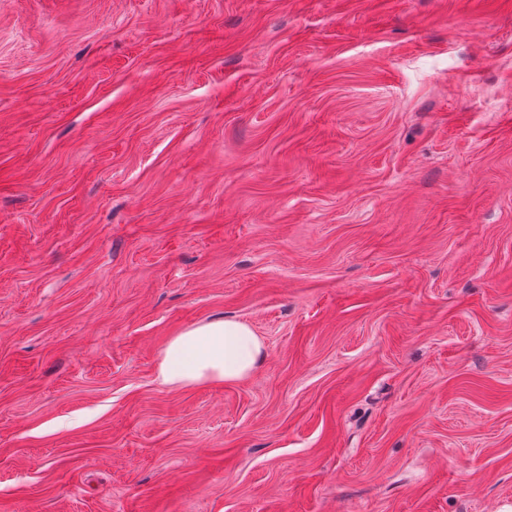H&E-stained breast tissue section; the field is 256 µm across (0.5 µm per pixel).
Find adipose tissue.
Segmentation results:
<instances>
[{
    "label": "adipose tissue",
    "mask_w": 512,
    "mask_h": 512,
    "mask_svg": "<svg viewBox=\"0 0 512 512\" xmlns=\"http://www.w3.org/2000/svg\"><path fill=\"white\" fill-rule=\"evenodd\" d=\"M265 344L246 322H204L173 336L156 368L164 387L183 388L207 382H238L265 359Z\"/></svg>",
    "instance_id": "ef3b65f1"
}]
</instances>
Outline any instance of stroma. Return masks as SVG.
Segmentation results:
<instances>
[{
	"mask_svg": "<svg viewBox=\"0 0 512 512\" xmlns=\"http://www.w3.org/2000/svg\"><path fill=\"white\" fill-rule=\"evenodd\" d=\"M0 512H512V0H0ZM265 344L246 322H204L173 336L156 368L164 387L183 388L207 382H238L265 359Z\"/></svg>",
	"mask_w": 512,
	"mask_h": 512,
	"instance_id": "1",
	"label": "stroma"
}]
</instances>
